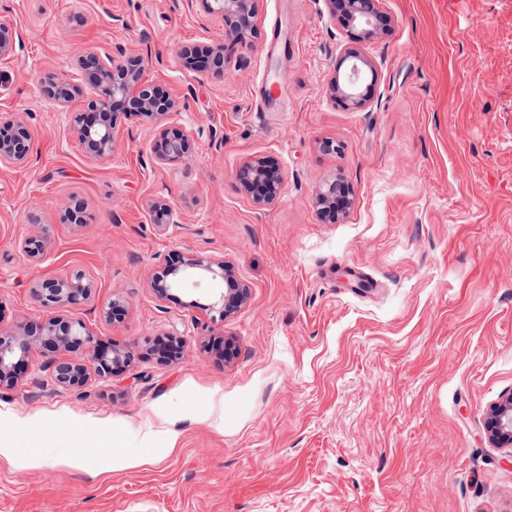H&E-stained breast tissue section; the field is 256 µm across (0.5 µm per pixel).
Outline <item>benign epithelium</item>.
<instances>
[{"label": "benign epithelium", "instance_id": "obj_1", "mask_svg": "<svg viewBox=\"0 0 512 512\" xmlns=\"http://www.w3.org/2000/svg\"><path fill=\"white\" fill-rule=\"evenodd\" d=\"M332 13L340 15L349 28L348 45L340 63H348L344 74H336L332 82L335 98L351 109H362L371 100V87L363 86L364 69L371 64L355 47L358 42L376 38L388 19L385 0H329ZM210 13L220 15L225 33L239 38L246 37L251 28L253 0H204ZM16 43V25L0 21V57L9 56ZM82 86L90 97L84 111L73 115V126L83 151L91 159H101L112 154L118 130L114 116L118 112H136L148 118H160L174 111L175 101L157 92L147 94L153 85L142 81L145 59L137 53L120 52L103 58L94 51L79 56ZM224 71V44L213 46L211 58L200 72ZM74 87L67 82L49 80L43 87V96L54 106L69 102ZM191 153V142L182 133H160L155 148V160L168 165L186 159ZM32 154V136L28 126L18 118L0 120V163L21 166L29 162ZM242 189L253 195L259 207L272 204L279 196L284 176L280 168L263 158L244 165L237 174ZM352 188L340 180H333L315 194L319 214L339 223L347 216ZM152 221L160 227L176 223L172 206L165 201H155L150 206ZM45 234L32 236L25 241L28 256L39 258L45 250ZM221 279L228 285L226 291L208 306L224 320L240 309L249 298L248 287L239 282L234 266L224 260H212L201 255H189L180 265H166L153 279L151 288L155 295L164 299L168 292L197 278ZM37 294L46 307L77 304L92 296V284L82 273L69 277L45 279L36 283ZM101 339L86 322L77 320L49 319L38 325H25L16 332H0V388L11 387L18 381V370L41 349L65 355L49 365L52 381L62 388L85 385L89 369L101 378L112 377L127 370L134 356L131 352L112 346L99 350ZM183 353V341L175 334H165L155 339L147 348V355L161 364L179 360ZM489 433L500 444L512 445V398L492 411Z\"/></svg>", "mask_w": 512, "mask_h": 512}]
</instances>
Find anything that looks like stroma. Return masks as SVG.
Instances as JSON below:
<instances>
[{"instance_id":"35a3bbf8","label":"stroma","mask_w":512,"mask_h":512,"mask_svg":"<svg viewBox=\"0 0 512 512\" xmlns=\"http://www.w3.org/2000/svg\"><path fill=\"white\" fill-rule=\"evenodd\" d=\"M253 6L240 42L201 0H0L18 31L0 115L33 140L27 165L0 164V330L57 316L134 352L186 341L173 364L80 388L32 357L0 416L34 419L13 442L49 462L0 457V512H512V448L487 431L512 397V0H385L388 25L358 45L374 72L360 110L330 90L348 37L328 0ZM218 42L219 74L178 55ZM121 48L148 55L145 80L176 107L118 114L111 157L92 160L71 126L88 95L77 54ZM50 77L76 86L65 106L46 104ZM268 82L283 92L261 108ZM165 127L192 151L161 166ZM259 157L285 175L262 209L236 178ZM338 177L354 195L334 224L314 196ZM157 199L175 224H153ZM189 252L233 263L247 304L213 319L225 284L209 278L158 299L153 274ZM77 272L90 300L42 305L38 281ZM115 299L127 306L105 321ZM68 418L112 431L80 438ZM113 435L145 465H61Z\"/></svg>"}]
</instances>
